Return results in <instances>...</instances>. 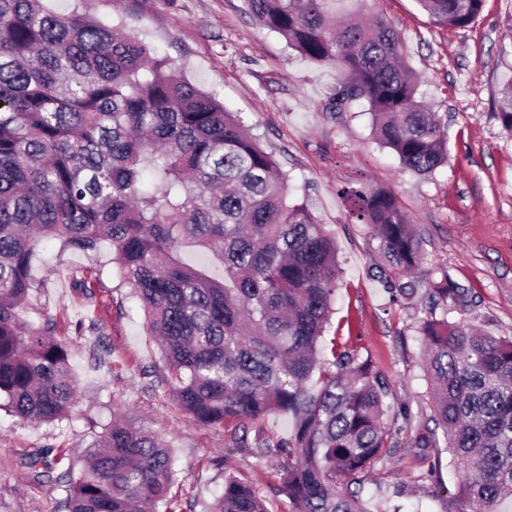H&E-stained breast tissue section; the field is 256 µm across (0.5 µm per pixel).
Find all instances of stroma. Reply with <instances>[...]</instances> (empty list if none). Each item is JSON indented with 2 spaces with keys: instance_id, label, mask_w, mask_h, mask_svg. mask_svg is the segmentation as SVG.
I'll return each instance as SVG.
<instances>
[{
  "instance_id": "35a3bbf8",
  "label": "stroma",
  "mask_w": 512,
  "mask_h": 512,
  "mask_svg": "<svg viewBox=\"0 0 512 512\" xmlns=\"http://www.w3.org/2000/svg\"><path fill=\"white\" fill-rule=\"evenodd\" d=\"M72 3L157 47L250 127L287 172L290 202L306 204L336 241L342 287L335 308L346 322L350 349L385 378L389 403L411 412L409 437L433 428L419 333L432 278L447 271L467 292V306L449 302V320L463 318L491 335L512 336V135L495 118L502 84L512 78V55L501 52L512 0H484L464 29L434 24L416 0L366 4L399 32L425 101L448 125L450 162L428 177L403 170L375 141L366 101L333 109L341 71L298 58L245 13L243 0H47L53 10ZM361 187L390 191L425 240L411 300L391 301L379 240L350 212L344 192ZM86 263L104 284L92 307L69 278L72 267ZM32 272L54 276L47 293L32 296L31 317L56 321L57 337L69 349L76 403L69 418L54 425L0 410V512H54L64 493L54 477L33 480L24 465L27 454L62 448L67 463L81 467L84 449L116 416L169 444L172 501H212L225 475L233 474L257 488L268 512H291L273 462L228 447L223 427L200 424L166 387L154 384V373L164 367L160 347L147 333L140 302L121 286L108 247L90 262L47 240ZM87 316L100 319L102 336L77 335V323ZM102 344L110 351L103 363L93 357ZM363 495L395 498L405 512H459L449 453L408 444L375 465Z\"/></svg>"
}]
</instances>
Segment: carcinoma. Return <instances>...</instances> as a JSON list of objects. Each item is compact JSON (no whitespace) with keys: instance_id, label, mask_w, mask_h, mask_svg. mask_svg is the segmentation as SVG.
<instances>
[{"instance_id":"cac0c4a2","label":"carcinoma","mask_w":512,"mask_h":512,"mask_svg":"<svg viewBox=\"0 0 512 512\" xmlns=\"http://www.w3.org/2000/svg\"><path fill=\"white\" fill-rule=\"evenodd\" d=\"M260 26L311 60L340 68L341 100L369 103L375 140L406 171L448 163L447 125L429 112L401 39L380 17L353 19L364 0H243ZM441 26L466 28L483 0H417ZM496 113L512 132V80ZM288 174L212 94L174 60L74 8L0 0V409L44 424L69 416L75 379L65 342L46 317L27 316L31 276L47 239L92 255L112 248L122 282L143 304L167 373L155 382L200 423L222 426L233 448L276 461L293 512L372 510L362 498L370 467L398 447L409 421L386 404L389 388L333 323L341 275L336 241L303 204L288 202ZM396 276L395 301L416 295L402 277L419 269L424 241L385 190L350 193ZM193 247L222 273L182 262ZM90 301L100 279L71 271ZM462 292L441 272L420 324L436 428L459 474L461 512H498L512 498V337L448 320ZM288 417L285 436L250 427ZM79 473L59 478L65 512H176L168 505L169 446L114 420ZM66 453L40 448L38 479ZM202 512H268L256 488L232 476Z\"/></svg>"}]
</instances>
